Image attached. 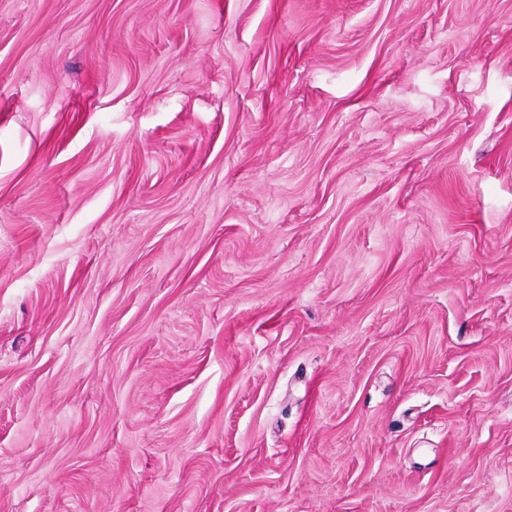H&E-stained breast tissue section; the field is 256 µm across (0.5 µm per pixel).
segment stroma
<instances>
[{"label":"stroma","instance_id":"stroma-1","mask_svg":"<svg viewBox=\"0 0 512 512\" xmlns=\"http://www.w3.org/2000/svg\"><path fill=\"white\" fill-rule=\"evenodd\" d=\"M0 512H512V0H0Z\"/></svg>","mask_w":512,"mask_h":512}]
</instances>
